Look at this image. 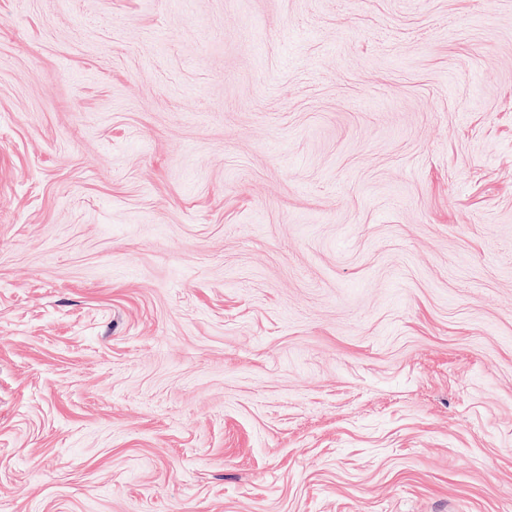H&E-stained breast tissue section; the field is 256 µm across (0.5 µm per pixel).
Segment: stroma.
<instances>
[{"instance_id": "stroma-1", "label": "stroma", "mask_w": 512, "mask_h": 512, "mask_svg": "<svg viewBox=\"0 0 512 512\" xmlns=\"http://www.w3.org/2000/svg\"><path fill=\"white\" fill-rule=\"evenodd\" d=\"M0 512H512V0H0Z\"/></svg>"}]
</instances>
